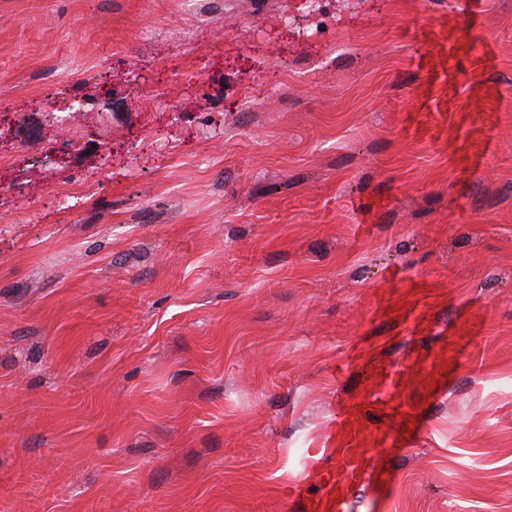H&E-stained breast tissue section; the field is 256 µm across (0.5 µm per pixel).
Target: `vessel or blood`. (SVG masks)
<instances>
[{
	"instance_id": "vessel-or-blood-1",
	"label": "vessel or blood",
	"mask_w": 512,
	"mask_h": 512,
	"mask_svg": "<svg viewBox=\"0 0 512 512\" xmlns=\"http://www.w3.org/2000/svg\"><path fill=\"white\" fill-rule=\"evenodd\" d=\"M309 473L317 476L321 494L305 499L302 484H295L296 500L304 501L307 512H348L349 495L355 488H376L391 483L393 473L382 457L365 448H313L306 458Z\"/></svg>"
}]
</instances>
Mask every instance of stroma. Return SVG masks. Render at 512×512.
Wrapping results in <instances>:
<instances>
[{
    "label": "stroma",
    "instance_id": "35a3bbf8",
    "mask_svg": "<svg viewBox=\"0 0 512 512\" xmlns=\"http://www.w3.org/2000/svg\"><path fill=\"white\" fill-rule=\"evenodd\" d=\"M302 11L0 0V512H512V0ZM382 457L368 448H311L306 458L309 473L318 477L323 492L304 502L310 512H348L355 488H376L392 482L393 473Z\"/></svg>",
    "mask_w": 512,
    "mask_h": 512
}]
</instances>
